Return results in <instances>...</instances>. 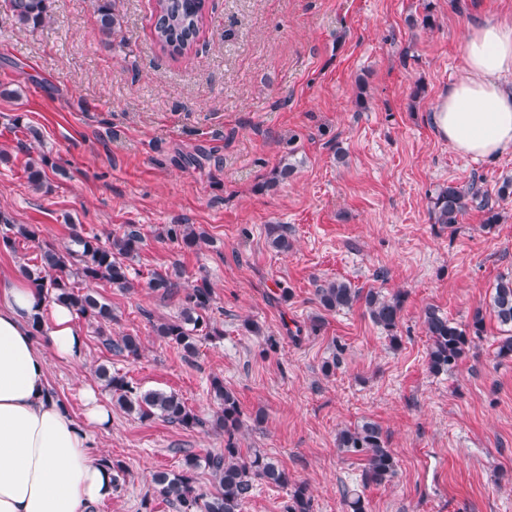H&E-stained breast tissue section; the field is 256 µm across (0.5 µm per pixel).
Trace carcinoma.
<instances>
[{
	"instance_id": "obj_1",
	"label": "carcinoma",
	"mask_w": 512,
	"mask_h": 512,
	"mask_svg": "<svg viewBox=\"0 0 512 512\" xmlns=\"http://www.w3.org/2000/svg\"><path fill=\"white\" fill-rule=\"evenodd\" d=\"M16 23L31 31L43 27L50 19V0H5ZM205 0H156L154 37L159 47L173 55H181L193 46L203 22ZM96 12L99 28L105 43L121 28L120 16L115 12L112 0H97ZM484 212L483 224L490 228L506 219V215L491 204L480 188L472 185L462 188L448 184L441 188L432 200L435 222L450 229L461 223L470 205ZM5 231L0 234V248H14L16 239H38L36 224H12L0 215ZM269 243L279 253L292 248L288 235L279 224L267 226ZM166 236L188 249H201L208 243L205 233L191 224H171ZM143 243L141 232L128 226L122 234L103 242L98 236H83L73 232L70 244L58 248L47 245L40 248L33 264L20 265V272L46 296L70 308L81 317L97 324L112 322V305L101 300L93 286L107 282L116 288L130 289V263L138 256ZM183 270H172L155 279L152 287L171 294L183 292L178 315L154 325L156 336L175 346L188 357L195 354L198 342L203 338L224 335L212 321L210 311L215 304V292L204 278L193 284H184ZM82 284L85 290L76 289ZM321 307L327 311L349 309L363 303L372 322L388 333L391 347L400 345L398 327L404 297H390L370 289L352 287L344 280H326L316 288ZM489 310L505 335L496 343L498 359H512V279L500 280L489 300ZM422 326L428 337V364L435 374L446 373L458 367L466 357L471 343L486 331L482 308L474 310L470 321L460 326L444 316L435 306H428L422 314ZM105 344L116 355L136 358L141 352V341L136 336L124 335L108 338ZM98 376L105 388L112 392L115 405L141 419L158 417L185 429L202 428L224 435V448L203 457L187 454L177 472L158 471L153 483L158 493L166 498L176 512H244L245 505L253 498L258 484L286 488L292 487L285 512H314L313 498L307 485H290L288 470L273 458L259 450L242 452L237 434L243 427L242 412L234 393L215 378L211 382L213 398L218 409L208 420L193 413L184 401L172 392L143 391L126 377L112 373L101 366ZM337 448L346 454L358 456L365 462L363 484L382 485L397 472V462L387 448L381 427L373 421H363L341 429L337 435ZM205 469L211 476V488L203 491L196 486V474Z\"/></svg>"
}]
</instances>
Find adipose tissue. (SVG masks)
<instances>
[{
    "label": "adipose tissue",
    "mask_w": 512,
    "mask_h": 512,
    "mask_svg": "<svg viewBox=\"0 0 512 512\" xmlns=\"http://www.w3.org/2000/svg\"><path fill=\"white\" fill-rule=\"evenodd\" d=\"M432 122L462 156L512 151V22L471 28L464 65L441 94ZM43 315L55 357L78 359L84 340L74 313L47 304L27 280L0 272V512H92L111 498L114 472L91 455L88 431L109 429L112 412L87 387L79 422L51 393L31 329Z\"/></svg>",
    "instance_id": "ef3b65f1"
}]
</instances>
